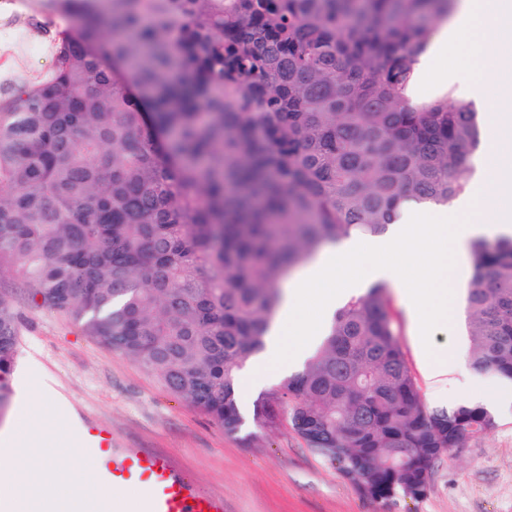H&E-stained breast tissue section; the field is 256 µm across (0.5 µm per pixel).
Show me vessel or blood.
<instances>
[{"label": "vessel or blood", "mask_w": 512, "mask_h": 512, "mask_svg": "<svg viewBox=\"0 0 512 512\" xmlns=\"http://www.w3.org/2000/svg\"><path fill=\"white\" fill-rule=\"evenodd\" d=\"M82 442L99 481L141 489L143 512H224L223 497L200 490L164 452L113 447L111 430L101 425L85 428Z\"/></svg>", "instance_id": "obj_1"}]
</instances>
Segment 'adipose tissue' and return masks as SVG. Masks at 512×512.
<instances>
[{"label": "adipose tissue", "instance_id": "1", "mask_svg": "<svg viewBox=\"0 0 512 512\" xmlns=\"http://www.w3.org/2000/svg\"><path fill=\"white\" fill-rule=\"evenodd\" d=\"M55 440L37 428L0 436V512H89L102 487L86 457L59 463Z\"/></svg>", "mask_w": 512, "mask_h": 512}]
</instances>
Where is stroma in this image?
<instances>
[{"instance_id": "35a3bbf8", "label": "stroma", "mask_w": 512, "mask_h": 512, "mask_svg": "<svg viewBox=\"0 0 512 512\" xmlns=\"http://www.w3.org/2000/svg\"><path fill=\"white\" fill-rule=\"evenodd\" d=\"M45 2L0 0V83L50 71L51 35L39 26ZM470 277L467 269L456 274L455 315L435 330L434 348L467 353ZM20 285L15 275L0 273V298L19 321L14 371L49 383L60 396L53 409L35 408L29 419L50 436L61 434L59 416L82 411L111 429L117 447L169 453L202 491L223 496L224 512H512V384L477 372L463 387L455 374L444 384L430 381L428 355L399 295L391 297L398 341L425 404L447 408L465 391L479 403L494 400L503 408L491 429L435 462L425 498L386 503L362 496L290 427L269 431L250 420L241 433L226 434L126 356L86 336L73 319L16 296Z\"/></svg>"}]
</instances>
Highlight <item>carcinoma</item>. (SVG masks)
Masks as SVG:
<instances>
[{
  "instance_id": "obj_1",
  "label": "carcinoma",
  "mask_w": 512,
  "mask_h": 512,
  "mask_svg": "<svg viewBox=\"0 0 512 512\" xmlns=\"http://www.w3.org/2000/svg\"><path fill=\"white\" fill-rule=\"evenodd\" d=\"M455 0H49L41 80L0 86V269L236 435L284 279L329 243L464 194L474 104L417 94ZM468 361L512 381V236L471 244ZM18 349L0 301V406ZM256 418L368 498L417 501L479 404L424 405L377 282Z\"/></svg>"
}]
</instances>
